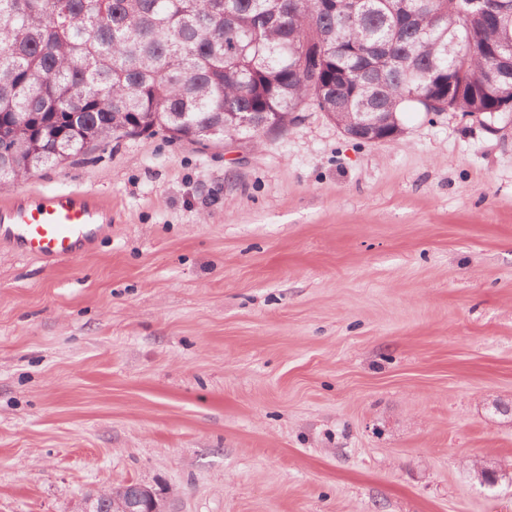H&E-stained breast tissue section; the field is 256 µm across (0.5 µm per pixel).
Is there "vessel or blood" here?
Masks as SVG:
<instances>
[{
  "label": "vessel or blood",
  "mask_w": 512,
  "mask_h": 512,
  "mask_svg": "<svg viewBox=\"0 0 512 512\" xmlns=\"http://www.w3.org/2000/svg\"><path fill=\"white\" fill-rule=\"evenodd\" d=\"M111 222V207L87 192L17 196L0 202V243L39 259L72 258Z\"/></svg>",
  "instance_id": "b4317fda"
}]
</instances>
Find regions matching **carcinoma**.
<instances>
[{
	"instance_id": "cac0c4a2",
	"label": "carcinoma",
	"mask_w": 512,
	"mask_h": 512,
	"mask_svg": "<svg viewBox=\"0 0 512 512\" xmlns=\"http://www.w3.org/2000/svg\"><path fill=\"white\" fill-rule=\"evenodd\" d=\"M308 109L512 116V0H0V182L163 133L259 144Z\"/></svg>"
}]
</instances>
